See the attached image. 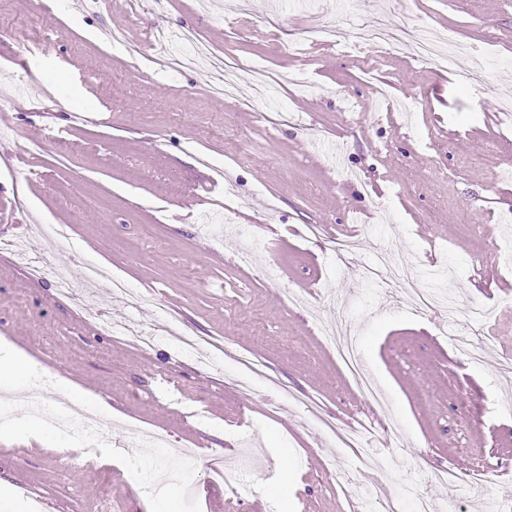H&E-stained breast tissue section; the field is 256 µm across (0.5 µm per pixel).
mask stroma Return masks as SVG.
<instances>
[{
	"mask_svg": "<svg viewBox=\"0 0 512 512\" xmlns=\"http://www.w3.org/2000/svg\"><path fill=\"white\" fill-rule=\"evenodd\" d=\"M22 18L51 48L21 54L0 36V337L51 383L28 378L20 411L0 380V512H209L213 498L222 512H360L381 494L401 512L418 494L437 512H487L512 494V0H55L50 12L0 0V29ZM323 22L350 53L298 46ZM379 26L476 47L456 67L482 66L485 85L354 41ZM160 28L263 62L277 82L253 95L244 69L215 96L205 59L153 72ZM299 72L310 91L293 85ZM76 99L87 121L49 138ZM203 155L240 199L197 198L214 176ZM43 224L68 241L45 240ZM345 239L356 248L340 263ZM380 247L419 287L447 289L460 316L487 311L467 327L480 362L439 333L442 306L418 315L403 288L359 282ZM90 261L142 305L89 283ZM58 270L74 295L59 292ZM340 310L404 425L400 445L370 424L372 405L319 334ZM188 325L215 344L208 357L172 337ZM64 394L111 430L70 437L52 415ZM28 412L40 439L24 432ZM149 429L167 446H142ZM354 429L377 467L341 447L337 432Z\"/></svg>",
	"mask_w": 512,
	"mask_h": 512,
	"instance_id": "obj_1",
	"label": "stroma"
}]
</instances>
